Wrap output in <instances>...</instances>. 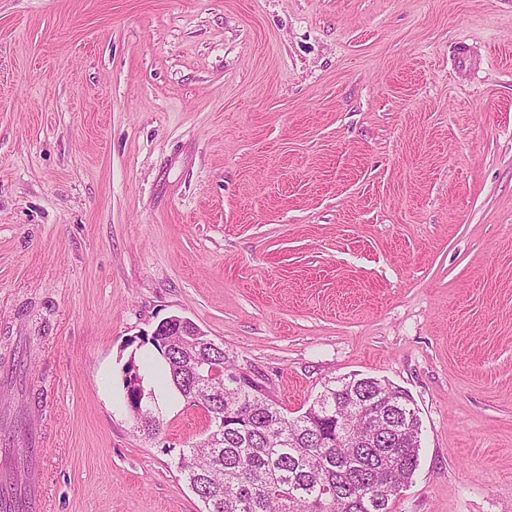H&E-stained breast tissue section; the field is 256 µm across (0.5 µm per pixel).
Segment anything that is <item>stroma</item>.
<instances>
[{
  "label": "stroma",
  "instance_id": "35a3bbf8",
  "mask_svg": "<svg viewBox=\"0 0 512 512\" xmlns=\"http://www.w3.org/2000/svg\"><path fill=\"white\" fill-rule=\"evenodd\" d=\"M171 316L292 415L407 391L393 512H512V0H0V421L46 512H201L204 415L133 344ZM130 388L132 389V391L137 392V398L141 402L140 404L139 401L137 400L136 394L130 393L128 399L131 411L135 412L142 405L140 411L138 412V415L141 416L143 414L142 410L145 409L146 407H150V410L145 412L144 416L146 415V417L151 418L154 422V425L159 424L161 422L160 410L156 404L154 395L150 390H146L142 381V377L138 375L136 368L135 375L133 378H131ZM153 422L151 420H148L146 422H143L142 426H138L137 428H140V431L142 430L144 434H147L148 437H153V435L155 434Z\"/></svg>",
  "mask_w": 512,
  "mask_h": 512
}]
</instances>
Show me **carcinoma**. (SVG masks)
<instances>
[{
    "label": "carcinoma",
    "instance_id": "cac0c4a2",
    "mask_svg": "<svg viewBox=\"0 0 512 512\" xmlns=\"http://www.w3.org/2000/svg\"><path fill=\"white\" fill-rule=\"evenodd\" d=\"M162 356L168 385L189 404L224 416V434L179 450L178 468L203 512H393L391 497L418 467L420 420L407 393L374 378L330 381L290 416L208 339L199 353L224 365V395L186 375L188 357L160 337H142Z\"/></svg>",
    "mask_w": 512,
    "mask_h": 512
}]
</instances>
